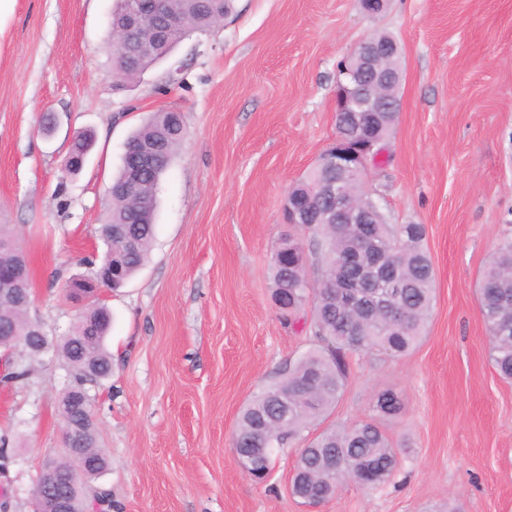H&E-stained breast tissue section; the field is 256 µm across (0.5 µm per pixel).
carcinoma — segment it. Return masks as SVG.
I'll return each instance as SVG.
<instances>
[{"label": "carcinoma", "instance_id": "obj_1", "mask_svg": "<svg viewBox=\"0 0 512 512\" xmlns=\"http://www.w3.org/2000/svg\"><path fill=\"white\" fill-rule=\"evenodd\" d=\"M232 0H165L164 12L172 19V38L154 46L138 58L137 67L127 69L113 55L115 81L134 80L166 57L185 36L213 27L228 15ZM336 133L346 140L360 137L343 114L336 115ZM186 134L182 113L175 110L155 112L137 129L128 145L167 138L166 159L155 173L132 192L121 190L126 168L112 180L110 206L101 235L121 231L133 239L132 249L123 259L122 275L112 284L120 288L147 261L154 238L157 189ZM330 169L314 167L305 179L292 188L296 207L316 214L332 207L321 194L322 183ZM366 167L344 174V193L352 198L368 199L365 190ZM308 231V250L316 258V275L310 276L303 263L273 260L271 268L274 295L288 297L290 309L281 312L285 322H293L305 308H310V348L295 362L286 365L277 381L271 383L243 408L235 434L238 448H267L269 452L253 460L248 470L264 478L273 457L296 442L303 443L294 466L292 480L299 483L307 497L325 503L333 499L343 482L353 476L366 488L376 489L390 483L399 470V460L388 432L374 419L350 427H328L310 436L311 427L333 407L345 389L349 361L369 354L392 357L410 351L424 336L431 316L435 273L423 242L422 224H393L384 211L372 212L369 224H300ZM354 253L370 261L377 277L358 281V270L350 266ZM396 280L400 287L390 288ZM479 311L484 322L489 356L497 373L512 381V239L502 241L477 283ZM26 312L14 308L0 313V342L11 328L26 324ZM112 318L97 304L77 318V324L57 347L75 371L69 387L84 379V364L92 360L101 378L112 372V359L104 340ZM375 411L384 419L399 417L402 404L398 394L387 389L375 400Z\"/></svg>", "mask_w": 512, "mask_h": 512}]
</instances>
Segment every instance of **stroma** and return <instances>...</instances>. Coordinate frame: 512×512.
<instances>
[{
  "instance_id": "1",
  "label": "stroma",
  "mask_w": 512,
  "mask_h": 512,
  "mask_svg": "<svg viewBox=\"0 0 512 512\" xmlns=\"http://www.w3.org/2000/svg\"><path fill=\"white\" fill-rule=\"evenodd\" d=\"M115 0H0V224L28 261L30 316L63 336L81 308L64 283L101 260L108 191L126 142L152 113L182 112L186 136L157 190L145 266L99 301L113 316L109 378L89 385L120 512H512V382L492 367L475 283L512 237V0H233L123 89L108 40ZM402 47L398 120L366 187L396 224L426 227L435 273L427 331L410 353L353 362L323 426L375 418L400 460L378 489L349 482L310 508L288 482L296 449L268 478L239 467L241 408L309 347L287 325L271 258L294 229L289 189L336 138L338 65L364 37ZM95 142L65 178L74 135ZM27 380L0 385V512H33L47 458L66 459L60 399L71 371L52 353L14 355ZM374 408L380 418L394 419L399 417L402 404L398 394L387 389L377 395Z\"/></svg>"
}]
</instances>
